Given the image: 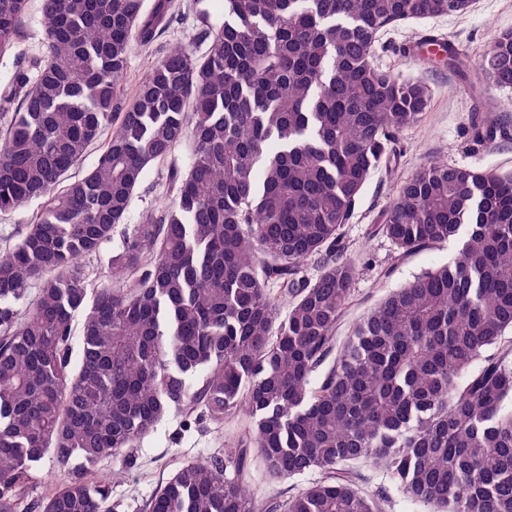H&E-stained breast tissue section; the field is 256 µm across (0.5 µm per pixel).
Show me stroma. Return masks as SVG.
Segmentation results:
<instances>
[{"instance_id":"stroma-1","label":"stroma","mask_w":512,"mask_h":512,"mask_svg":"<svg viewBox=\"0 0 512 512\" xmlns=\"http://www.w3.org/2000/svg\"><path fill=\"white\" fill-rule=\"evenodd\" d=\"M207 11L211 22L224 19V0H177L173 15L154 42L137 49L125 83L126 96H133L153 63L172 45L183 43L204 53L207 43L199 33L198 11ZM512 30V0H472L459 13L422 20H409L381 34L375 45L378 64L404 78L425 83L431 101L418 123L395 135V152L390 161L374 169L362 190L352 218L343 229L342 246L355 259L358 274L353 302L346 323H353L389 291L413 280L425 269L447 263L457 244L448 242L403 261H395L391 242L374 234L373 226L395 198L400 186L429 161L440 158L449 165L481 171L512 170V91H491L482 83L479 65L497 34ZM453 43L461 59L460 71L447 62L427 56L412 59L428 37ZM167 167L148 168L135 190L123 224L106 243L100 257L85 263L90 282L103 270L101 258L110 257L134 224L167 202ZM244 425L243 417L218 426L204 420L182 430L180 419L168 415L157 429L120 456L105 459L93 469L94 477L113 475L112 503L115 512H137L157 486L178 466L202 457L223 456Z\"/></svg>"}]
</instances>
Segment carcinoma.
<instances>
[{
  "label": "carcinoma",
  "mask_w": 512,
  "mask_h": 512,
  "mask_svg": "<svg viewBox=\"0 0 512 512\" xmlns=\"http://www.w3.org/2000/svg\"><path fill=\"white\" fill-rule=\"evenodd\" d=\"M28 10L0 0V58H22ZM172 10L41 0L45 51L0 90V213L43 200L0 252V512H114L92 467L172 411L187 426L247 423L224 458L182 464L140 512H382L388 496L360 492L355 463L434 512H512V172L431 161L412 175L375 232L398 261L451 240L457 252L337 335L357 275L341 231L431 99L372 50L457 0H224V22L200 16L205 54L172 47L119 105L134 44ZM481 66L512 89V31ZM189 134L171 203L133 225L91 285L82 259ZM252 451L271 483L319 477L258 500ZM46 456L63 477L32 498Z\"/></svg>",
  "instance_id": "obj_1"
}]
</instances>
